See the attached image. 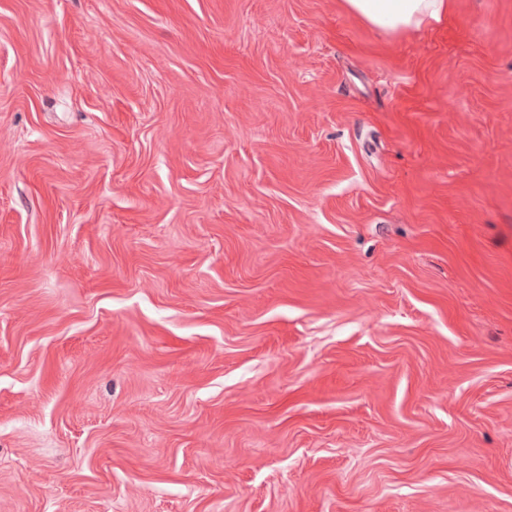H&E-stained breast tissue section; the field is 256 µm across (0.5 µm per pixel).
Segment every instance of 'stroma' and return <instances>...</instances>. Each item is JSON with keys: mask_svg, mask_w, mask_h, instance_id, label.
Instances as JSON below:
<instances>
[{"mask_svg": "<svg viewBox=\"0 0 512 512\" xmlns=\"http://www.w3.org/2000/svg\"><path fill=\"white\" fill-rule=\"evenodd\" d=\"M0 512H512V0H0ZM345 3L373 28L391 33L439 23L449 8V0H345Z\"/></svg>", "mask_w": 512, "mask_h": 512, "instance_id": "1", "label": "stroma"}]
</instances>
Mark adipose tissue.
Segmentation results:
<instances>
[{
	"instance_id": "1",
	"label": "adipose tissue",
	"mask_w": 512,
	"mask_h": 512,
	"mask_svg": "<svg viewBox=\"0 0 512 512\" xmlns=\"http://www.w3.org/2000/svg\"><path fill=\"white\" fill-rule=\"evenodd\" d=\"M347 8L384 32L419 29L441 22L449 0H345Z\"/></svg>"
}]
</instances>
